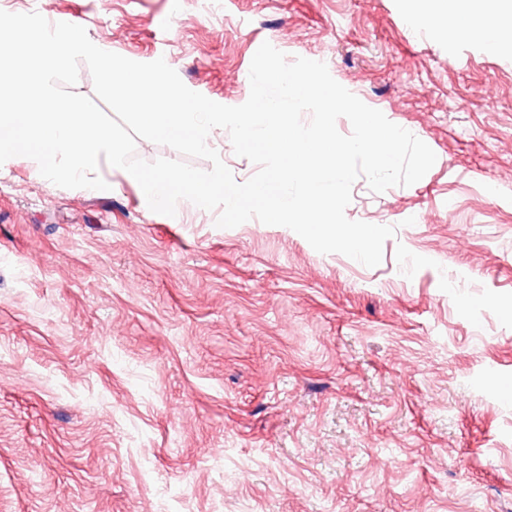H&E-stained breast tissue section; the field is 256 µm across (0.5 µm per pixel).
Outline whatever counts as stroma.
Returning <instances> with one entry per match:
<instances>
[{
    "mask_svg": "<svg viewBox=\"0 0 512 512\" xmlns=\"http://www.w3.org/2000/svg\"><path fill=\"white\" fill-rule=\"evenodd\" d=\"M410 0H44L227 106L263 42L436 162L352 185L375 267L0 164V512H512V43ZM414 10L411 19L417 23L424 24L436 22V19L443 18V21L451 24L454 33H462L468 30V26L460 21H454L458 17L455 2L456 0H414Z\"/></svg>",
    "mask_w": 512,
    "mask_h": 512,
    "instance_id": "stroma-1",
    "label": "stroma"
}]
</instances>
